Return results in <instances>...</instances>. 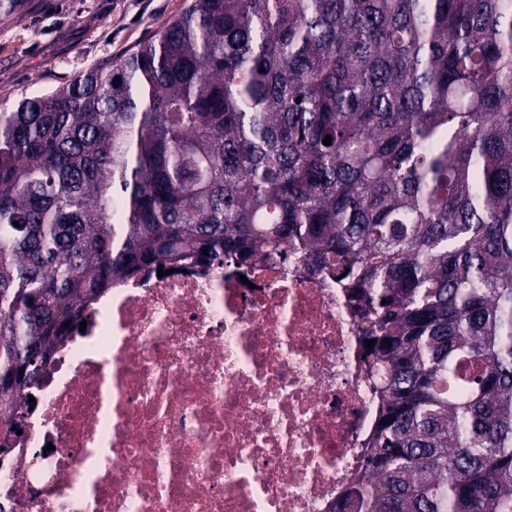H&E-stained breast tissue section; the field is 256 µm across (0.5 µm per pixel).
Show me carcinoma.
<instances>
[{"instance_id":"1","label":"carcinoma","mask_w":512,"mask_h":512,"mask_svg":"<svg viewBox=\"0 0 512 512\" xmlns=\"http://www.w3.org/2000/svg\"><path fill=\"white\" fill-rule=\"evenodd\" d=\"M297 242L372 314L340 512H512V0H194L0 111V407L115 282Z\"/></svg>"}]
</instances>
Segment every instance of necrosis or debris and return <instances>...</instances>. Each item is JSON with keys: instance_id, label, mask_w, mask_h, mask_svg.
Returning <instances> with one entry per match:
<instances>
[{"instance_id": "1", "label": "necrosis or debris", "mask_w": 512, "mask_h": 512, "mask_svg": "<svg viewBox=\"0 0 512 512\" xmlns=\"http://www.w3.org/2000/svg\"><path fill=\"white\" fill-rule=\"evenodd\" d=\"M0 420V512H336L381 397L296 245L121 280Z\"/></svg>"}]
</instances>
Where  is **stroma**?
Listing matches in <instances>:
<instances>
[{
    "instance_id": "1",
    "label": "stroma",
    "mask_w": 512,
    "mask_h": 512,
    "mask_svg": "<svg viewBox=\"0 0 512 512\" xmlns=\"http://www.w3.org/2000/svg\"><path fill=\"white\" fill-rule=\"evenodd\" d=\"M192 0H31L0 20V108L136 51Z\"/></svg>"
}]
</instances>
